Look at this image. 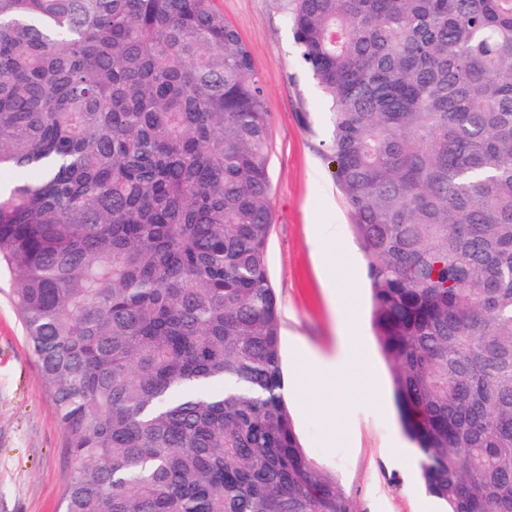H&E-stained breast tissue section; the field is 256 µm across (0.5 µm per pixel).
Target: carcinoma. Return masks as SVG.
Segmentation results:
<instances>
[{
  "instance_id": "cac0c4a2",
  "label": "carcinoma",
  "mask_w": 512,
  "mask_h": 512,
  "mask_svg": "<svg viewBox=\"0 0 512 512\" xmlns=\"http://www.w3.org/2000/svg\"><path fill=\"white\" fill-rule=\"evenodd\" d=\"M424 490L512 512V0H287ZM0 265L63 512H355L297 436L265 92L215 0H0Z\"/></svg>"
}]
</instances>
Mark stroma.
<instances>
[{
  "mask_svg": "<svg viewBox=\"0 0 512 512\" xmlns=\"http://www.w3.org/2000/svg\"><path fill=\"white\" fill-rule=\"evenodd\" d=\"M285 0H216L247 46L269 119L273 222L268 268L281 318L288 408L316 465L335 477L356 512H443L428 496L407 446L392 395L391 371L371 325L366 255L325 156L330 115L300 63ZM14 281L0 272V512H58L73 471L67 436L13 302ZM359 348L344 372L351 389L327 396L321 376L300 365L341 341Z\"/></svg>",
  "mask_w": 512,
  "mask_h": 512,
  "instance_id": "1",
  "label": "stroma"
}]
</instances>
